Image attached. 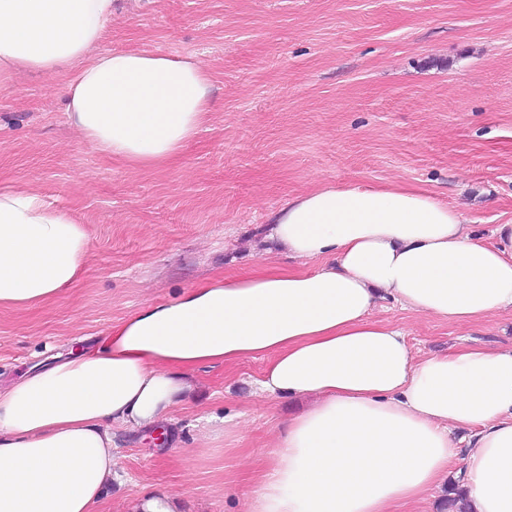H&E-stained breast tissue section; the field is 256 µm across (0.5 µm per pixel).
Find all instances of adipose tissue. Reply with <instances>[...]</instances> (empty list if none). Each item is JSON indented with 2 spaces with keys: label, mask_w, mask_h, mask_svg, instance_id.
Wrapping results in <instances>:
<instances>
[{
  "label": "adipose tissue",
  "mask_w": 512,
  "mask_h": 512,
  "mask_svg": "<svg viewBox=\"0 0 512 512\" xmlns=\"http://www.w3.org/2000/svg\"><path fill=\"white\" fill-rule=\"evenodd\" d=\"M116 0H0V86L68 74L83 143L136 169L172 165L207 122L211 76L192 56L100 50ZM307 269L222 276L152 302L97 345L0 388V512H96L117 474L112 428L185 405L202 366L264 358L254 391L308 398L267 453L246 512H400L438 488L470 432L469 512H512V349L413 358L378 300L471 323L512 312V222L493 242L411 186L324 185L270 214ZM89 236L37 190L0 185V308L57 301Z\"/></svg>",
  "instance_id": "1"
}]
</instances>
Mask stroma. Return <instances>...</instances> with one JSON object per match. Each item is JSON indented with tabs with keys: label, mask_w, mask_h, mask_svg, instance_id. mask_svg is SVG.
Returning <instances> with one entry per match:
<instances>
[{
	"label": "stroma",
	"mask_w": 512,
	"mask_h": 512,
	"mask_svg": "<svg viewBox=\"0 0 512 512\" xmlns=\"http://www.w3.org/2000/svg\"><path fill=\"white\" fill-rule=\"evenodd\" d=\"M101 47L195 55L213 110L175 165L142 171L83 144L65 77L22 72L0 87V181L40 190L91 238L64 297L0 310L1 387L145 303L293 266L268 217L323 185L419 187L486 239L512 221V0H119ZM371 317L403 329L416 357L512 347L507 312L464 324L387 299ZM264 366H203L161 429H115L120 478L99 512L161 488L179 512H245L261 449L308 406L252 395ZM227 415L239 432L214 436L211 418Z\"/></svg>",
	"instance_id": "obj_1"
}]
</instances>
